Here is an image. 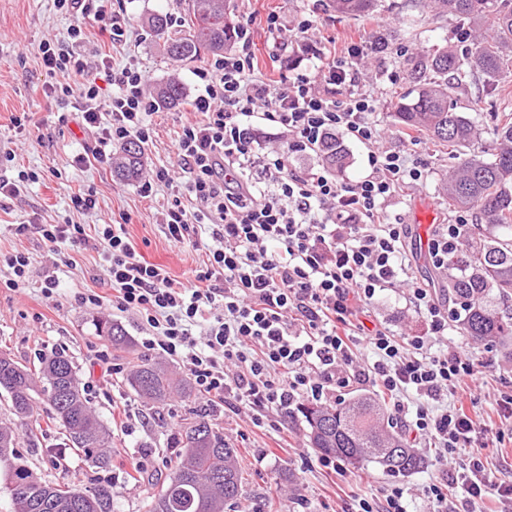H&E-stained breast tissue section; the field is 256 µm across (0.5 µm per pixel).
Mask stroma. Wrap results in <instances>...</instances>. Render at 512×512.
<instances>
[{
    "label": "stroma",
    "instance_id": "obj_1",
    "mask_svg": "<svg viewBox=\"0 0 512 512\" xmlns=\"http://www.w3.org/2000/svg\"><path fill=\"white\" fill-rule=\"evenodd\" d=\"M186 0H119L135 33L126 45L112 51V62L122 65L137 60L147 78L148 89H155L169 74L178 73L186 95H193L194 64L172 68L163 60L158 41L143 26L150 13L163 11L171 18L184 16ZM381 6L370 18L341 17L326 8L322 0H227L229 13L235 21L247 17H265L279 13L288 23L312 15L316 34L333 41L337 48L364 40L386 41V51L366 57L361 62L362 82L381 84L383 94L374 118L381 130L385 149L409 157H426L431 169L427 181L411 188L406 194L388 203L390 214L400 216L409 224L407 251L418 282L445 294L448 273L436 269L428 250L420 246L421 239L431 238L435 225L450 222L453 211L441 191V184L454 164L447 150L435 146L427 137L417 134L406 137L394 124L391 104L408 91L411 78L407 60L431 52L454 41L458 24L454 18L429 17L419 0H380ZM71 23L68 16L58 13L53 0H0V147L12 150L14 159L0 164V175L12 176L16 170L39 172L40 179L21 197L10 201L7 210H0V252L20 251L30 260L29 281L25 292L15 293L0 288V351L11 353L21 363L39 362L43 349L65 353L74 363L80 381L101 376L102 368L95 360L103 351L113 362L121 364V373L112 375L106 387L89 392L88 398L100 419L112 431V445L117 455L111 456L107 467L97 468L67 451L63 465H54L52 451L60 447L62 438L58 423L53 420L47 404H40L36 415L42 433L35 447H22L21 452L35 476L60 484L85 489L106 487L112 492L114 512H148L146 504L156 483L169 474V466L152 473L140 488L129 489L125 473L132 463V454L147 447L156 457L169 458L177 425L192 409L194 400L176 399L161 412L143 408L124 383V371L142 359L157 360L155 352L141 345L144 331L135 315L112 313L131 338L128 347L113 348L104 337L95 333L92 318L97 311L74 304V292L90 288L102 295L111 290L104 272V263L91 249L80 252L65 250L63 259H56L42 239L34 233L15 234L14 224L37 217L40 222L54 224L69 215L68 195L71 189H94L97 210L83 216L86 224H108L119 214H127V237L138 253L148 262L165 267L173 279L185 281L191 270L200 266L204 252L178 247L169 242L157 224V213L169 198L167 188H160L151 199L142 198L138 185L115 177L111 168L97 165L78 166L74 156L91 141L76 122L62 125L57 121L65 112V104L46 98L39 79L37 47L40 41L63 37ZM464 111L477 117L483 125L493 123L497 112L512 113V77L508 78L504 97H488L482 91L471 90L461 97ZM29 113L39 127L38 136L16 134L12 119ZM188 103L174 108L161 107L150 117L154 128L151 142L143 147V169L176 168L173 141L181 125L195 121ZM55 276L59 282L53 298H44L41 286L45 276ZM373 307L387 326L399 336L426 334L425 320L411 308L401 289L381 291ZM442 348L473 349L486 361L487 386L474 407L480 430L479 440L485 443L488 468L496 476H512V442H498L497 432H512V421H504L497 413L496 402L501 392L512 391V359L505 357L499 344L487 342L474 345L460 335L456 325H449ZM220 422L225 439L239 451L243 471L242 500H257L269 504L272 512H317L321 501H329L333 512H342L351 497L372 502L383 500L393 485L408 490L409 512H429L423 489L439 480L442 467L433 449H425L426 464L412 475L393 478L382 470L369 467L349 469L350 497H337V475L312 464L317 451L307 437V425L298 411L291 410L276 417L274 425H255L251 414L220 408Z\"/></svg>",
    "mask_w": 512,
    "mask_h": 512
}]
</instances>
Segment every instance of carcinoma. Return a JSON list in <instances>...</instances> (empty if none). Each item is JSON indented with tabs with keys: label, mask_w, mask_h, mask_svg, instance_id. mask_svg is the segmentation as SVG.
Returning a JSON list of instances; mask_svg holds the SVG:
<instances>
[{
	"label": "carcinoma",
	"mask_w": 512,
	"mask_h": 512,
	"mask_svg": "<svg viewBox=\"0 0 512 512\" xmlns=\"http://www.w3.org/2000/svg\"><path fill=\"white\" fill-rule=\"evenodd\" d=\"M378 0H328L341 14L369 15ZM435 14L453 16L480 35L438 48L415 65V87L400 96L391 113L403 129L420 131L455 151V165L443 182L448 206L472 211L475 223L465 250L448 254L450 315L464 336L474 341L512 339V114L495 115L491 157L479 145L483 131L462 111L457 96L470 85L486 83L496 91L512 75V0H430ZM171 17L153 13L145 18L151 35L163 40L164 57L192 63L231 45L236 25L228 20L224 0H191L187 31L169 32ZM185 95L175 78L157 89L158 100L174 106ZM330 168L342 170L346 151L329 138L319 148ZM143 149L127 142L113 165L125 180L142 175ZM97 335L115 348L131 343L124 327L107 317L93 320ZM144 403L163 409L178 394L191 395L190 381L161 362L144 360L126 379ZM6 394L8 415L0 419V479L10 490L12 512H112V495L104 487L81 490L37 478L18 452L33 443L34 432L22 438L14 422L29 420L37 403L53 410L63 429L65 447L74 448L98 467L109 465L112 433L91 407L73 362L54 352L29 367L0 353V394ZM312 447L322 455L355 468L381 469L405 477L423 469L424 458L396 431L385 406L369 395L349 402H311L301 407ZM203 412L186 420L174 440L177 466L151 496L149 512H224L242 493L238 449L224 439L223 428Z\"/></svg>",
	"instance_id": "1"
}]
</instances>
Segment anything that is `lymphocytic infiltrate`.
<instances>
[{"label":"lymphocytic infiltrate","instance_id":"1","mask_svg":"<svg viewBox=\"0 0 512 512\" xmlns=\"http://www.w3.org/2000/svg\"><path fill=\"white\" fill-rule=\"evenodd\" d=\"M54 4L75 22L64 38L39 46L42 91L69 107L59 123L76 116L93 137L74 163L111 165L112 143L150 141L147 118L159 106L136 62L117 67L103 54L89 63L84 26L98 25L116 46L131 37V24L112 0ZM265 29L271 76L255 72L254 20L246 18L233 52L194 72L190 105L199 119L175 138L179 174L157 168L138 188L147 199L170 187L158 217L165 236L204 250L187 282L146 262L121 222L90 231L77 223L98 206L89 190L69 193L71 216L63 223L33 218L15 225L16 234H38L57 249L96 250L112 294L78 292L74 302L137 315L143 347L180 363L207 401L267 418L355 384L371 386L387 395L410 446L435 445L443 465L449 455L461 456L472 512H512V480L487 469L477 423L456 398L482 388L484 362L470 351H433L432 337L448 330V310L436 291L415 281L404 250L410 228L386 208L426 180L427 161L379 148L380 130L369 119L378 94L364 91L358 76L366 46L327 50L307 17L291 28L272 12ZM291 47L307 55V66L282 68ZM107 84L112 94H105ZM262 121L286 137L283 149L264 145ZM332 136L365 148V176L341 182L319 165L292 168V158L316 152ZM470 224L462 212L437 227L429 246L435 268H445ZM388 288L405 290L428 335H394L373 315V299Z\"/></svg>","mask_w":512,"mask_h":512}]
</instances>
